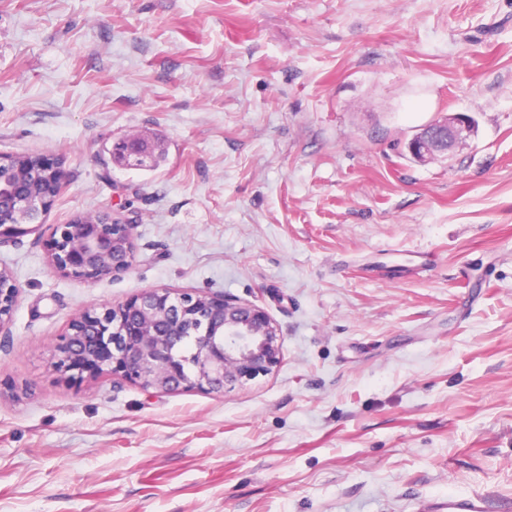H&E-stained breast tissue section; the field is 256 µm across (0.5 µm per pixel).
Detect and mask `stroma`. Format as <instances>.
<instances>
[{
  "mask_svg": "<svg viewBox=\"0 0 512 512\" xmlns=\"http://www.w3.org/2000/svg\"><path fill=\"white\" fill-rule=\"evenodd\" d=\"M447 161L405 143L443 114ZM136 131L166 160L115 163ZM64 156L46 224L133 221L86 283L0 249V512H420L512 501V0H0V154ZM147 288L263 306L271 374L209 395L51 366ZM429 126H436L438 134L425 130L416 134L408 144L411 157L419 163L430 162L444 143H446L448 153L464 146L475 132L473 121L463 113L445 115L427 127ZM443 128L446 129L447 137L445 139H442L444 132L440 130ZM19 288L9 272L0 267V341L8 339L10 334V323L17 305ZM489 501L482 493L448 495V499L425 503L422 512H488Z\"/></svg>",
  "mask_w": 512,
  "mask_h": 512,
  "instance_id": "stroma-1",
  "label": "stroma"
}]
</instances>
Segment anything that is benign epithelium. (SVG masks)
Returning <instances> with one entry per match:
<instances>
[{
  "label": "benign epithelium",
  "instance_id": "1",
  "mask_svg": "<svg viewBox=\"0 0 512 512\" xmlns=\"http://www.w3.org/2000/svg\"><path fill=\"white\" fill-rule=\"evenodd\" d=\"M434 126L440 133L422 131L408 144L419 163L431 161L443 146L449 152L464 146L475 132L473 121L461 113ZM115 146L135 166L151 157L137 133ZM68 181L62 156L0 155V248L40 230ZM135 228L107 213L52 224L51 265L87 283L124 273L135 262ZM18 296L13 276L0 267V339L10 337ZM280 362V328L264 308L222 293L149 288L123 303L76 313L60 336L52 367L73 383L110 374L144 391L222 395L271 373Z\"/></svg>",
  "mask_w": 512,
  "mask_h": 512
}]
</instances>
